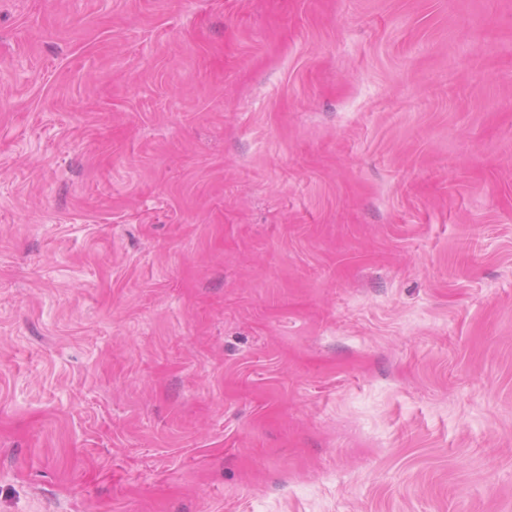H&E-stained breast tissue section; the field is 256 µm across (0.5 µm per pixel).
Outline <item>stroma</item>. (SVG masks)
<instances>
[{
    "instance_id": "stroma-1",
    "label": "stroma",
    "mask_w": 512,
    "mask_h": 512,
    "mask_svg": "<svg viewBox=\"0 0 512 512\" xmlns=\"http://www.w3.org/2000/svg\"><path fill=\"white\" fill-rule=\"evenodd\" d=\"M0 512H512V0H0Z\"/></svg>"
}]
</instances>
